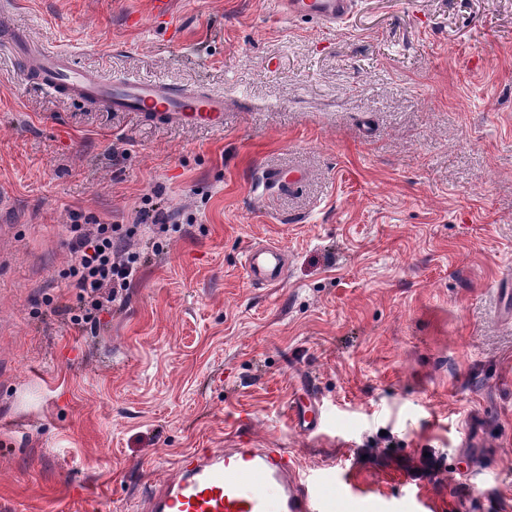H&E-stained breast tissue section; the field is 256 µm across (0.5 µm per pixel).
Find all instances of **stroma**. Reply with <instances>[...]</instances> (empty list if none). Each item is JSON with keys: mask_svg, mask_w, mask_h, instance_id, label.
I'll return each mask as SVG.
<instances>
[{"mask_svg": "<svg viewBox=\"0 0 512 512\" xmlns=\"http://www.w3.org/2000/svg\"><path fill=\"white\" fill-rule=\"evenodd\" d=\"M171 15L0 0V30L105 78L224 96L223 131L162 124L0 46V512H137L146 480L228 440L287 448L327 512H512V0H359L328 32L273 0ZM145 209L167 231L73 327L72 222ZM269 241L288 272L249 282ZM243 269L250 281L273 284L285 277L287 262L279 246L263 243L245 251Z\"/></svg>", "mask_w": 512, "mask_h": 512, "instance_id": "35a3bbf8", "label": "stroma"}]
</instances>
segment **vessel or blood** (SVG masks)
Segmentation results:
<instances>
[{
  "mask_svg": "<svg viewBox=\"0 0 512 512\" xmlns=\"http://www.w3.org/2000/svg\"><path fill=\"white\" fill-rule=\"evenodd\" d=\"M356 4L275 0L279 15L309 18L327 30L341 27ZM31 64L49 89L109 112H147L158 120L224 128L220 93L190 91L162 80L111 81L56 49H43ZM243 269L250 281L273 284L283 280L287 262L279 246L263 243L245 251ZM324 485V479L303 471L284 448H196L183 454L163 480L149 484L140 512H322Z\"/></svg>",
  "mask_w": 512,
  "mask_h": 512,
  "instance_id": "vessel-or-blood-1",
  "label": "vessel or blood"
}]
</instances>
